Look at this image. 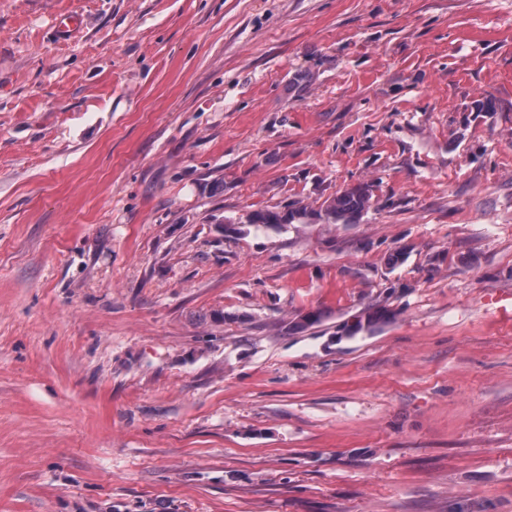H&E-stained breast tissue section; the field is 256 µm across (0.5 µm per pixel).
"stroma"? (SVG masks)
<instances>
[{"label":"stroma","mask_w":512,"mask_h":512,"mask_svg":"<svg viewBox=\"0 0 512 512\" xmlns=\"http://www.w3.org/2000/svg\"><path fill=\"white\" fill-rule=\"evenodd\" d=\"M0 512H512V0H0ZM371 188L367 183L347 187L324 200L317 210L309 209L301 201L252 210L246 215L245 221L238 224L275 229L287 224H353L370 208L373 197ZM392 314L386 307H371L364 309L359 315L354 316L355 320L344 325V331L348 336H354L367 327L390 320Z\"/></svg>","instance_id":"stroma-1"}]
</instances>
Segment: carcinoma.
<instances>
[{
	"label": "carcinoma",
	"instance_id": "obj_1",
	"mask_svg": "<svg viewBox=\"0 0 512 512\" xmlns=\"http://www.w3.org/2000/svg\"><path fill=\"white\" fill-rule=\"evenodd\" d=\"M373 193L368 183H358L336 192L324 200L319 209L313 210L296 201L290 205L267 206L252 210L246 215L245 223L281 228L287 224H353L361 214L370 208ZM392 314L385 307H371L355 316L352 323L344 325V331L354 336L365 327L375 326L390 320Z\"/></svg>",
	"mask_w": 512,
	"mask_h": 512
}]
</instances>
